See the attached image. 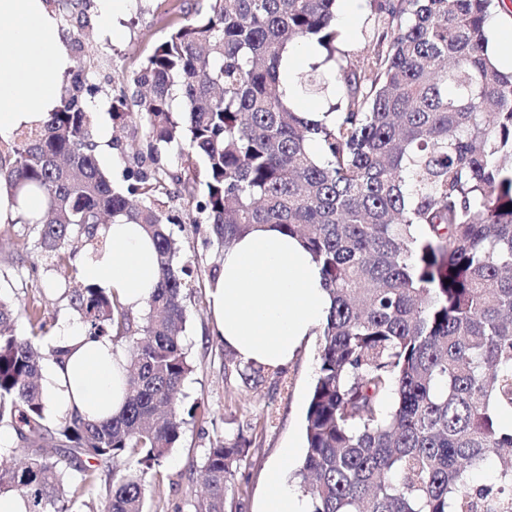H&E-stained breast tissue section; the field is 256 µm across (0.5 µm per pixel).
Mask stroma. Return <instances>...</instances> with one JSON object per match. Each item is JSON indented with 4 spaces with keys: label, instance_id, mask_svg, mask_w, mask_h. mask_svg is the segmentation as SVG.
<instances>
[{
    "label": "stroma",
    "instance_id": "1",
    "mask_svg": "<svg viewBox=\"0 0 512 512\" xmlns=\"http://www.w3.org/2000/svg\"><path fill=\"white\" fill-rule=\"evenodd\" d=\"M168 20L164 0H132L129 10L118 19L121 37L112 39L101 30L98 10H91L85 49L103 55L106 71L116 84L131 86L151 47L165 37ZM96 118L98 131L108 132L110 137L109 151L100 155L99 163L113 184H121L127 158L142 139L144 127L137 120L113 125L103 106ZM170 230L185 255L199 265L196 286L187 298L190 313L182 333L193 367L183 385V403L197 405L198 410L178 447L151 478L147 506L150 512H194L202 496L200 470L205 453L246 424L253 444L236 468L233 512H257L266 492L267 469L281 450L291 451L289 470H296L304 458V421L318 372V339L310 337L299 346L281 377L246 385L237 376L226 375L225 349L209 326V273L219 261L218 247L209 241L203 226L174 224ZM37 240L36 231L27 225L0 223V293L20 305L36 296L44 298L48 332L42 344L51 347L62 323L74 320L76 314L55 287L63 280V271L34 269Z\"/></svg>",
    "mask_w": 512,
    "mask_h": 512
}]
</instances>
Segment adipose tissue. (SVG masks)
Here are the masks:
<instances>
[{"instance_id":"1","label":"adipose tissue","mask_w":512,"mask_h":512,"mask_svg":"<svg viewBox=\"0 0 512 512\" xmlns=\"http://www.w3.org/2000/svg\"><path fill=\"white\" fill-rule=\"evenodd\" d=\"M72 66L70 38L46 0H0V138L42 119L56 106ZM108 245L82 261L83 277L142 309L159 280L151 236L138 224H112ZM214 332L244 362L276 368L322 327L329 298L320 269L302 242L270 224L257 225L225 248L209 290ZM65 354L42 368L49 412L95 421L120 413L126 401V360L105 337L79 321L56 339ZM284 461L267 474L259 512H309L282 477Z\"/></svg>"}]
</instances>
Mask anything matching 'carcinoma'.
<instances>
[{"label": "carcinoma", "instance_id": "carcinoma-1", "mask_svg": "<svg viewBox=\"0 0 512 512\" xmlns=\"http://www.w3.org/2000/svg\"><path fill=\"white\" fill-rule=\"evenodd\" d=\"M88 2L46 0L70 29L87 26ZM498 5L370 0L373 53L357 69L336 48V0H174L183 21L142 61L138 91L110 96L114 122L145 126L119 186L98 162L100 59L83 56L56 108L0 149V184L17 203L41 197L15 223L34 225L41 260L67 272L86 331L129 346L128 396L107 421L48 422L45 306L0 295V426L29 450L20 464L0 457V493L28 499L29 512H83L95 459L110 512H145L148 478L197 410L181 398L194 261L166 228L187 219L221 248L272 224L321 268L330 307L295 473L311 512H512V430L499 420L512 412V71L489 53ZM311 40L345 89L331 122L287 99L283 52ZM293 82L325 88L318 64ZM170 146L175 170L162 158ZM121 218L155 241L160 278L143 315L84 280L67 249L74 237L105 245ZM20 318L32 335L11 334ZM227 357L247 385L282 374ZM249 447L239 435L208 449L195 512H226ZM490 459L495 485L470 486Z\"/></svg>", "mask_w": 512, "mask_h": 512}]
</instances>
